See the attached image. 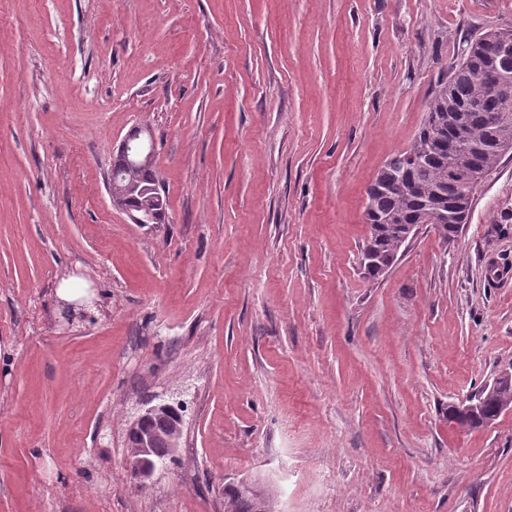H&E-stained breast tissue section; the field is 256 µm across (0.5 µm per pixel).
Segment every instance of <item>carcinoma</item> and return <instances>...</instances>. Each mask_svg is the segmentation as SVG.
<instances>
[{
    "instance_id": "cac0c4a2",
    "label": "carcinoma",
    "mask_w": 512,
    "mask_h": 512,
    "mask_svg": "<svg viewBox=\"0 0 512 512\" xmlns=\"http://www.w3.org/2000/svg\"><path fill=\"white\" fill-rule=\"evenodd\" d=\"M493 71L512 85V26L501 27L459 46V61L448 79L439 84L427 103L424 123L402 155L424 161L418 171L401 169L393 156L367 190L366 214L370 233L361 248V263L371 278L396 262L408 243L409 227L432 224L446 239L462 229L458 214L470 209L481 181H463L478 171L486 176L501 163L499 146L512 143V107L503 106L496 84L483 79ZM462 146L448 152V139ZM125 195L134 213L154 216L156 188L160 181L149 165L124 181ZM512 400V384L487 393L476 392L468 402L471 411L448 407V416L463 426L477 428L498 416ZM224 512H270L266 498L254 490L237 487L225 491Z\"/></svg>"
}]
</instances>
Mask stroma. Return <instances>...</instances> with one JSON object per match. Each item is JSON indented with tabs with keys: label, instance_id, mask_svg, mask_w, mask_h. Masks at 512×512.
Here are the masks:
<instances>
[{
	"label": "stroma",
	"instance_id": "stroma-1",
	"mask_svg": "<svg viewBox=\"0 0 512 512\" xmlns=\"http://www.w3.org/2000/svg\"><path fill=\"white\" fill-rule=\"evenodd\" d=\"M512 0H0V512H512V155L370 278L367 189ZM154 135L165 221L107 181ZM74 274L83 302L55 290ZM182 402L146 485L126 432ZM510 400L512 384L500 386L489 394L482 389L468 398V402L473 404L471 411L462 413L458 407L449 406L448 416L460 425L479 428L481 422L498 416L499 409ZM241 487L240 485L224 492L225 512H270L265 497L257 494L252 488L245 491Z\"/></svg>",
	"mask_w": 512,
	"mask_h": 512
}]
</instances>
